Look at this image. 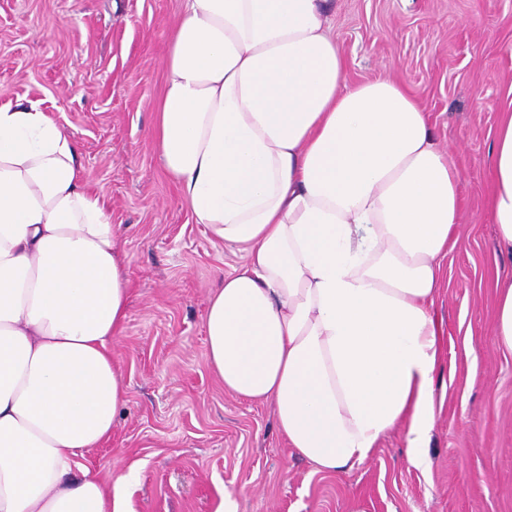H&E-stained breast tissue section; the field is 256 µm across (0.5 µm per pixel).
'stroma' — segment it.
<instances>
[{
	"label": "stroma",
	"instance_id": "stroma-1",
	"mask_svg": "<svg viewBox=\"0 0 512 512\" xmlns=\"http://www.w3.org/2000/svg\"><path fill=\"white\" fill-rule=\"evenodd\" d=\"M182 0H0V104L35 102L71 134L105 197L127 272L129 316L112 343L127 391L111 439L84 466L136 465L132 512H512V353L495 336L496 274L486 161L512 92V0H332L346 79L404 83L460 172L457 244L442 262V407L429 465L402 432L353 469L297 457L271 406L228 394L205 362L210 292L246 263L213 239L156 153L152 126L167 37Z\"/></svg>",
	"mask_w": 512,
	"mask_h": 512
}]
</instances>
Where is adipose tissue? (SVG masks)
Segmentation results:
<instances>
[{"label": "adipose tissue", "mask_w": 512, "mask_h": 512, "mask_svg": "<svg viewBox=\"0 0 512 512\" xmlns=\"http://www.w3.org/2000/svg\"><path fill=\"white\" fill-rule=\"evenodd\" d=\"M329 0H183L153 137L196 223L247 252L213 288L205 361L270 405L294 454L336 473L403 429L427 463L434 313L459 174L399 81L357 84ZM512 253V101L487 164ZM38 104L0 105V512H129L135 470L83 465L126 389L111 343L128 290L107 203Z\"/></svg>", "instance_id": "obj_1"}]
</instances>
